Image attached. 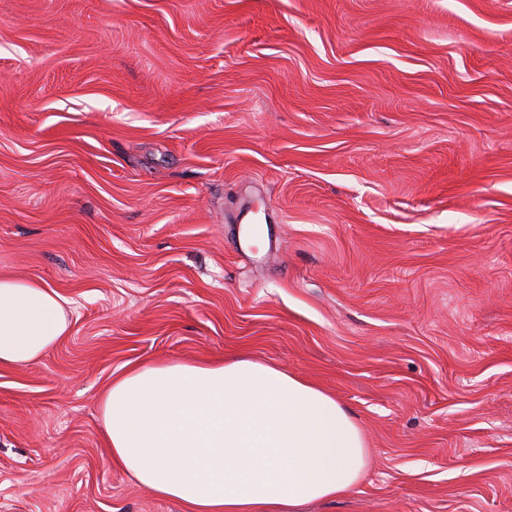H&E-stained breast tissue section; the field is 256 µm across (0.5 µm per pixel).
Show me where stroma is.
Instances as JSON below:
<instances>
[{
	"instance_id": "obj_1",
	"label": "stroma",
	"mask_w": 512,
	"mask_h": 512,
	"mask_svg": "<svg viewBox=\"0 0 512 512\" xmlns=\"http://www.w3.org/2000/svg\"><path fill=\"white\" fill-rule=\"evenodd\" d=\"M2 275L71 326L0 367V512H187L101 395L237 354L365 434L302 512H512V0H0Z\"/></svg>"
}]
</instances>
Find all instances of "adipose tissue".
Masks as SVG:
<instances>
[{"instance_id": "1", "label": "adipose tissue", "mask_w": 512, "mask_h": 512, "mask_svg": "<svg viewBox=\"0 0 512 512\" xmlns=\"http://www.w3.org/2000/svg\"><path fill=\"white\" fill-rule=\"evenodd\" d=\"M55 290L0 277V366L36 362L68 332ZM112 461L189 512H299L353 487L357 422L320 386L244 357L139 366L101 401Z\"/></svg>"}]
</instances>
